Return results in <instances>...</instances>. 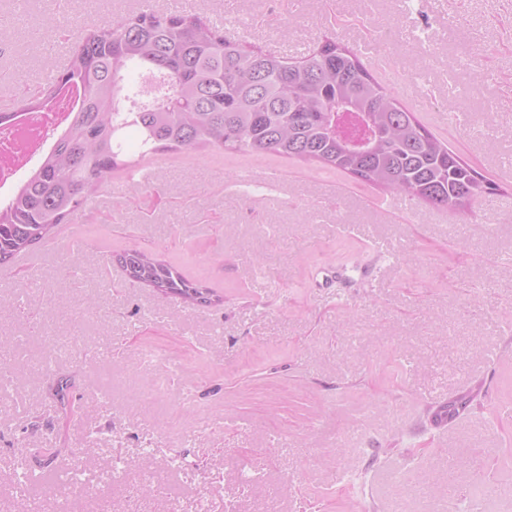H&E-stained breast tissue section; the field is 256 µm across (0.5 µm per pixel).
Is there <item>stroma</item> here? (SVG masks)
Segmentation results:
<instances>
[{"label":"stroma","mask_w":512,"mask_h":512,"mask_svg":"<svg viewBox=\"0 0 512 512\" xmlns=\"http://www.w3.org/2000/svg\"><path fill=\"white\" fill-rule=\"evenodd\" d=\"M230 15L301 58L325 39L497 192L467 223L315 163L231 150L117 169L33 268L0 267V512H512V0H148ZM30 0L0 44V111L39 91L44 44L125 0ZM481 79L449 85L459 63ZM144 248L210 288L196 306L128 282ZM454 422L432 415L465 391ZM456 494H448V485Z\"/></svg>","instance_id":"1"}]
</instances>
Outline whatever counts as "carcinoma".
<instances>
[{
  "mask_svg": "<svg viewBox=\"0 0 512 512\" xmlns=\"http://www.w3.org/2000/svg\"><path fill=\"white\" fill-rule=\"evenodd\" d=\"M78 99L51 149L25 183L0 202V266L47 240L95 196L112 170L139 154L224 149L316 161L393 195L421 199L452 214L498 189L436 138L374 77L356 52L329 39L299 61L251 51L224 29L191 15L143 11L81 34L51 86L25 100L24 112L64 87ZM349 104L378 136L367 153L350 142L366 129L336 133L332 110ZM132 284L208 306L213 292L144 249L115 256ZM472 395L437 408L457 419Z\"/></svg>",
  "mask_w": 512,
  "mask_h": 512,
  "instance_id": "obj_1",
  "label": "carcinoma"
}]
</instances>
